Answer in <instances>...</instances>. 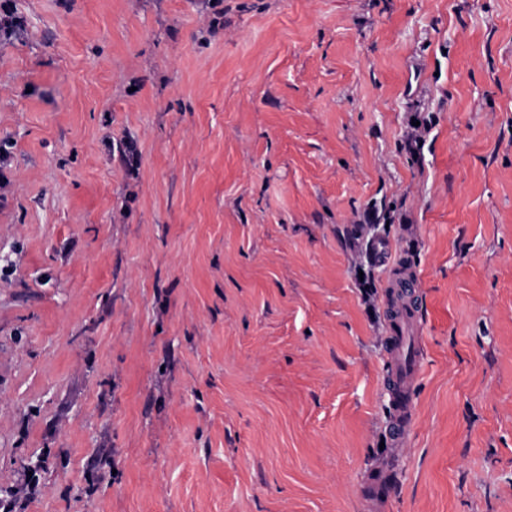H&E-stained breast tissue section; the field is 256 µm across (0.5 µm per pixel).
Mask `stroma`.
Segmentation results:
<instances>
[{"label": "stroma", "mask_w": 512, "mask_h": 512, "mask_svg": "<svg viewBox=\"0 0 512 512\" xmlns=\"http://www.w3.org/2000/svg\"><path fill=\"white\" fill-rule=\"evenodd\" d=\"M10 23L0 512H512V0H0ZM413 317L403 313L392 326L391 359L395 366V400L398 416L396 420L397 435L404 439L408 427L414 417V409L411 402V386L419 376L422 365L419 359L408 358L404 354V348L408 342L410 327Z\"/></svg>", "instance_id": "stroma-1"}]
</instances>
